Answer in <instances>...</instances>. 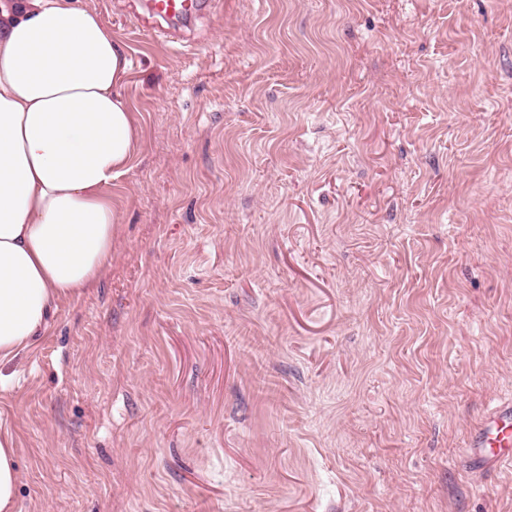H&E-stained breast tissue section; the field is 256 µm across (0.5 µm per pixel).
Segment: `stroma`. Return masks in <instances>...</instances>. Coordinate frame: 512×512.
I'll return each instance as SVG.
<instances>
[{
    "mask_svg": "<svg viewBox=\"0 0 512 512\" xmlns=\"http://www.w3.org/2000/svg\"><path fill=\"white\" fill-rule=\"evenodd\" d=\"M80 2L143 139L0 391L15 512H512V0ZM211 0H149L148 9L166 22L188 21L207 11ZM470 448H486L473 460L483 467L512 468V402L496 404L485 412L476 427Z\"/></svg>",
    "mask_w": 512,
    "mask_h": 512,
    "instance_id": "obj_1",
    "label": "stroma"
}]
</instances>
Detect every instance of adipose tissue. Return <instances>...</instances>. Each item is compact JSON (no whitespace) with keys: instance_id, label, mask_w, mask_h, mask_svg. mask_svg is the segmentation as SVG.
<instances>
[{"instance_id":"adipose-tissue-1","label":"adipose tissue","mask_w":512,"mask_h":512,"mask_svg":"<svg viewBox=\"0 0 512 512\" xmlns=\"http://www.w3.org/2000/svg\"><path fill=\"white\" fill-rule=\"evenodd\" d=\"M127 69L111 30L76 0H0V366L112 264L107 190L141 142L118 92ZM21 480L16 437L0 427V512H15Z\"/></svg>"}]
</instances>
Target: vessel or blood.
Returning a JSON list of instances; mask_svg holds the SVG:
<instances>
[{"label": "vessel or blood", "mask_w": 512, "mask_h": 512, "mask_svg": "<svg viewBox=\"0 0 512 512\" xmlns=\"http://www.w3.org/2000/svg\"><path fill=\"white\" fill-rule=\"evenodd\" d=\"M211 0H148L153 17L166 22L188 21L207 11ZM477 463L512 468V402L496 404L485 412L471 442Z\"/></svg>", "instance_id": "vessel-or-blood-1"}]
</instances>
